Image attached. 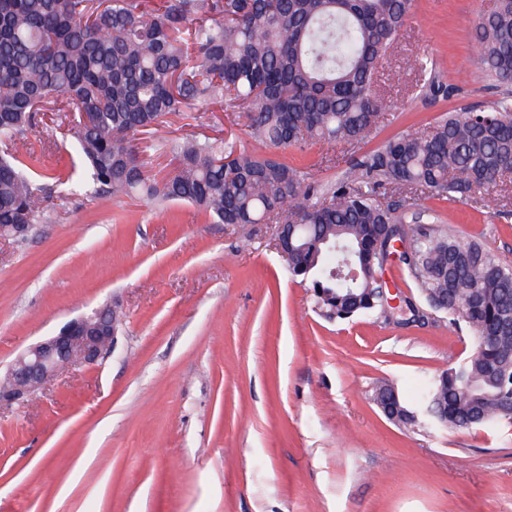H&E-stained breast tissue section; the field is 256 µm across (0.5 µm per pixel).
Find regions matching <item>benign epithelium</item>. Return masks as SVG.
<instances>
[{
  "label": "benign epithelium",
  "mask_w": 512,
  "mask_h": 512,
  "mask_svg": "<svg viewBox=\"0 0 512 512\" xmlns=\"http://www.w3.org/2000/svg\"><path fill=\"white\" fill-rule=\"evenodd\" d=\"M118 321L117 312L106 304L28 347L0 382V403L23 401L45 389L61 371L103 360L115 348Z\"/></svg>",
  "instance_id": "benign-epithelium-1"
}]
</instances>
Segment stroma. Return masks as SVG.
Here are the masks:
<instances>
[{
  "label": "stroma",
  "mask_w": 512,
  "mask_h": 512,
  "mask_svg": "<svg viewBox=\"0 0 512 512\" xmlns=\"http://www.w3.org/2000/svg\"><path fill=\"white\" fill-rule=\"evenodd\" d=\"M491 0H414L379 90L393 108L358 143L306 142L277 159L334 184L389 139L443 113L482 109L512 84L480 65L474 22ZM447 88L430 96L418 58ZM57 113L18 145L39 155L49 195L23 240H0V375L30 344L110 304L116 347L0 407V512H512V425L451 430L387 420L372 397L472 352L443 312L390 324L326 318L292 277L274 224L209 221L184 203L56 188L75 155ZM193 135L248 145L244 118L170 114L153 140ZM383 203L488 247L512 266V177L494 204L383 187Z\"/></svg>",
  "instance_id": "1"
}]
</instances>
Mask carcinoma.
I'll list each match as a JSON object with an SVG mask.
<instances>
[{
  "label": "carcinoma",
  "mask_w": 512,
  "mask_h": 512,
  "mask_svg": "<svg viewBox=\"0 0 512 512\" xmlns=\"http://www.w3.org/2000/svg\"><path fill=\"white\" fill-rule=\"evenodd\" d=\"M412 0H0V226L37 224L44 188L9 146L38 112L68 119L100 197L188 202L217 224L295 225L288 270L309 280L329 316L388 317L378 297L379 242L402 217L378 189L401 185L463 201L512 175V101L452 111L366 155L325 190L258 150L303 140L352 143L386 119L378 91L386 53ZM480 63L512 82V0L476 20ZM242 112L256 148L222 138L160 140L157 180L137 147L172 112ZM401 263L422 300L448 292L449 323L473 331L472 355L417 392L426 417L452 429L512 422V268L440 224H414ZM349 261L357 281L330 277ZM403 426L417 417L397 390H376Z\"/></svg>",
  "instance_id": "obj_1"
}]
</instances>
